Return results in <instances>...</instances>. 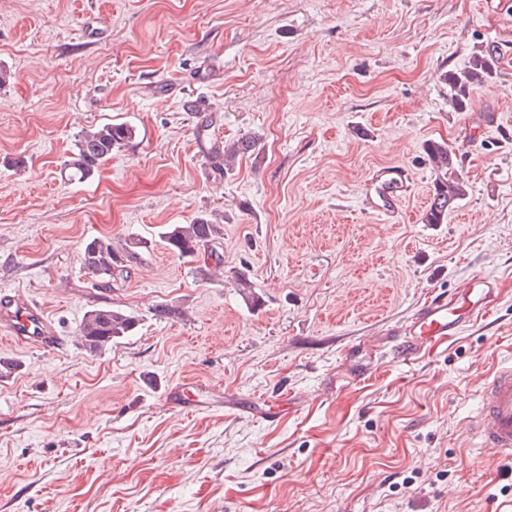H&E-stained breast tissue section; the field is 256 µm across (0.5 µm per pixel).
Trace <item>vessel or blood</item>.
Listing matches in <instances>:
<instances>
[{
	"label": "vessel or blood",
	"instance_id": "b4317fda",
	"mask_svg": "<svg viewBox=\"0 0 512 512\" xmlns=\"http://www.w3.org/2000/svg\"><path fill=\"white\" fill-rule=\"evenodd\" d=\"M409 189L406 179L394 169L378 173L366 191L369 203L384 213H397L404 193ZM495 286L491 276L478 274L465 283L453 297L434 298L419 312L412 325V339L402 345L403 358L412 357L424 342L455 335L459 325L470 319L477 309L486 307ZM0 327L7 330L12 341L20 345L59 348L63 340L47 318L46 309L28 300L21 293L0 296ZM193 382L172 387L167 397L172 404L188 409L197 406ZM468 431L485 450L512 458V362L499 365L479 390L476 413Z\"/></svg>",
	"mask_w": 512,
	"mask_h": 512
}]
</instances>
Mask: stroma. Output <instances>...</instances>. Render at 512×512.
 Wrapping results in <instances>:
<instances>
[{
	"label": "stroma",
	"instance_id": "1",
	"mask_svg": "<svg viewBox=\"0 0 512 512\" xmlns=\"http://www.w3.org/2000/svg\"><path fill=\"white\" fill-rule=\"evenodd\" d=\"M482 47L495 74L455 110L448 75ZM0 69V161H25L0 164V291L65 340L0 342V512H512V459L464 431L512 360V145L485 122L512 121V0H0ZM109 122L129 147L68 180L78 134ZM245 136L213 174L210 144ZM431 142L464 159L443 224L423 221ZM389 167L411 183L394 216L363 203ZM216 215L210 278L160 231ZM100 236L145 243L108 287L80 269ZM479 273L488 312L397 357L420 308ZM105 305L139 324L87 352ZM186 380L198 406H168Z\"/></svg>",
	"mask_w": 512,
	"mask_h": 512
}]
</instances>
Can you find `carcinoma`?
I'll use <instances>...</instances> for the list:
<instances>
[{
	"label": "carcinoma",
	"mask_w": 512,
	"mask_h": 512,
	"mask_svg": "<svg viewBox=\"0 0 512 512\" xmlns=\"http://www.w3.org/2000/svg\"><path fill=\"white\" fill-rule=\"evenodd\" d=\"M492 51L473 53L469 65L459 72L448 74V101L457 110L465 109L473 90L489 81L494 74ZM135 136L133 127L125 123L104 124L84 130L75 141L71 156L65 161V169L72 180H83L99 166L126 148ZM254 146L249 139L231 144L215 141L207 152L208 166L222 175L234 167L237 157ZM427 155L436 171L432 199L424 216L426 224H444L448 211L465 196V185L456 172L453 153L448 145L431 143ZM223 235L222 225L207 217L195 219L190 224H170L160 237L168 249L181 258L195 260L202 251L207 257L220 263L214 244ZM141 241L130 240L118 247L109 237L94 238L80 252L83 275L93 281L108 284L115 277H124L127 267L139 256ZM138 325L136 318L113 307H100L88 311L79 326L78 336L84 350L96 353L112 344V341L132 335Z\"/></svg>",
	"instance_id": "obj_1"
}]
</instances>
